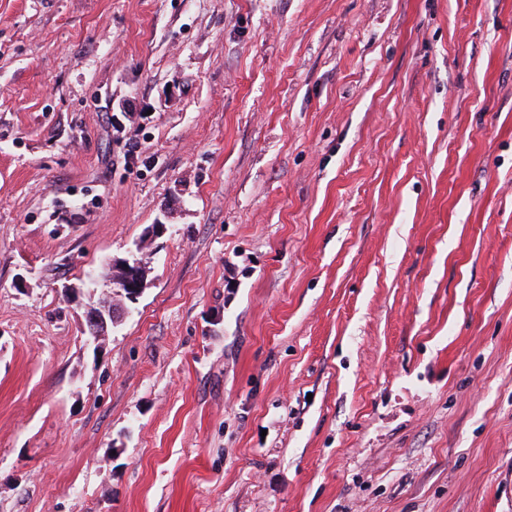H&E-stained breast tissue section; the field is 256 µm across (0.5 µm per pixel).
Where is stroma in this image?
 Wrapping results in <instances>:
<instances>
[{
    "mask_svg": "<svg viewBox=\"0 0 512 512\" xmlns=\"http://www.w3.org/2000/svg\"><path fill=\"white\" fill-rule=\"evenodd\" d=\"M0 512H512V0H0ZM126 312L125 306L114 311L109 304H103L98 310L88 311L86 314L88 341L96 343L107 331L109 323H116Z\"/></svg>",
    "mask_w": 512,
    "mask_h": 512,
    "instance_id": "stroma-1",
    "label": "stroma"
}]
</instances>
